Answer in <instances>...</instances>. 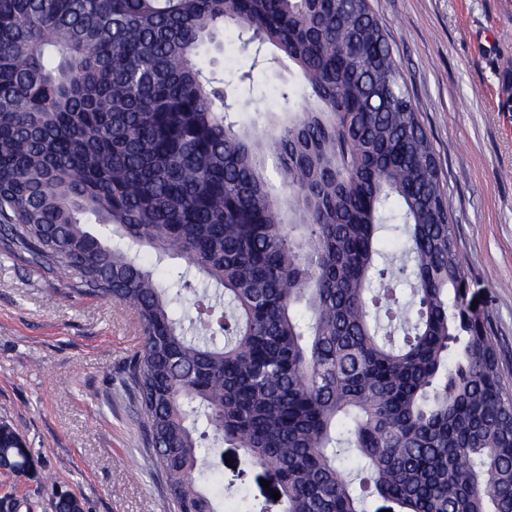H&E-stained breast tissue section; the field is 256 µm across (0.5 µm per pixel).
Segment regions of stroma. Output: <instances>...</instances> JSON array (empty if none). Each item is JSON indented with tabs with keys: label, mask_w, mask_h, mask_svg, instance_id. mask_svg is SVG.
Segmentation results:
<instances>
[{
	"label": "stroma",
	"mask_w": 512,
	"mask_h": 512,
	"mask_svg": "<svg viewBox=\"0 0 512 512\" xmlns=\"http://www.w3.org/2000/svg\"><path fill=\"white\" fill-rule=\"evenodd\" d=\"M389 35L448 193L469 272L468 298L489 316L500 366L512 388V0H370ZM254 65L234 37L205 59L245 122L281 109V88L302 77L280 51ZM251 71L252 84L240 82ZM62 282L0 255V424L38 455L40 477L0 472V496L29 512H52L70 494L83 512H172L169 494L141 443L138 410L122 384L141 335L131 309L77 297ZM209 474L226 506L257 497L279 506L242 449L211 450Z\"/></svg>",
	"instance_id": "stroma-1"
}]
</instances>
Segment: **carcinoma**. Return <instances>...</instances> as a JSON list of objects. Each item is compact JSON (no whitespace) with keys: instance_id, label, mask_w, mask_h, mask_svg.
I'll list each match as a JSON object with an SVG mask.
<instances>
[{"instance_id":"obj_1","label":"carcinoma","mask_w":512,"mask_h":512,"mask_svg":"<svg viewBox=\"0 0 512 512\" xmlns=\"http://www.w3.org/2000/svg\"><path fill=\"white\" fill-rule=\"evenodd\" d=\"M228 26L298 67L292 116L227 120L199 58ZM393 200L411 307L380 266ZM115 236L213 289L180 272L170 295ZM0 253L136 312L124 384L174 512L224 507L210 436L276 477L281 512H512V393L368 0H0ZM33 460L1 423L0 465Z\"/></svg>"}]
</instances>
